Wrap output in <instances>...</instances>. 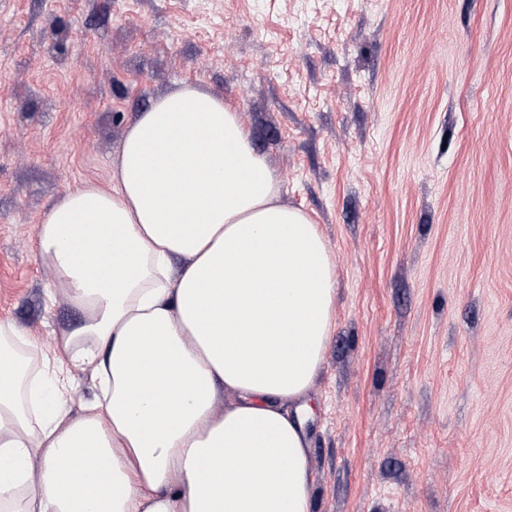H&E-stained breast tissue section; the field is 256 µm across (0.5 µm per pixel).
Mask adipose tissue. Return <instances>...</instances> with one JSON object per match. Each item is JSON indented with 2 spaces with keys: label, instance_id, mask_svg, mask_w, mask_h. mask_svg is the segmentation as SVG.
I'll list each match as a JSON object with an SVG mask.
<instances>
[{
  "label": "adipose tissue",
  "instance_id": "1",
  "mask_svg": "<svg viewBox=\"0 0 512 512\" xmlns=\"http://www.w3.org/2000/svg\"><path fill=\"white\" fill-rule=\"evenodd\" d=\"M279 197L237 112L186 84L128 127L111 189L56 200L38 257L100 394L72 414L67 374L0 322V512H312L302 416L336 275Z\"/></svg>",
  "mask_w": 512,
  "mask_h": 512
}]
</instances>
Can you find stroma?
Segmentation results:
<instances>
[{
    "label": "stroma",
    "instance_id": "obj_1",
    "mask_svg": "<svg viewBox=\"0 0 512 512\" xmlns=\"http://www.w3.org/2000/svg\"><path fill=\"white\" fill-rule=\"evenodd\" d=\"M184 81L336 267L314 512H512V0H0V320L45 352L83 315L36 226Z\"/></svg>",
    "mask_w": 512,
    "mask_h": 512
}]
</instances>
